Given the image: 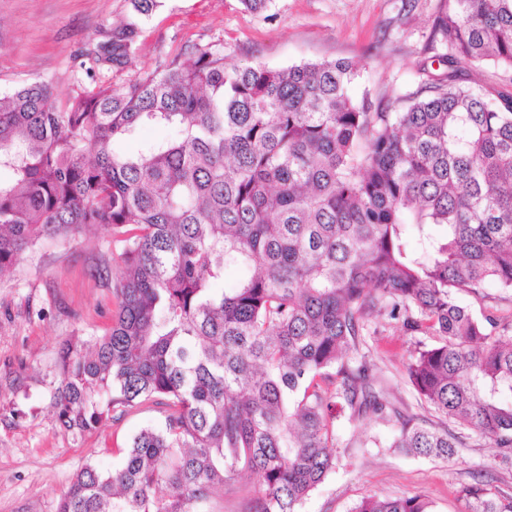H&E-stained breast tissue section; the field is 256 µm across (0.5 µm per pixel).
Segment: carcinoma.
<instances>
[{
  "instance_id": "cac0c4a2",
  "label": "carcinoma",
  "mask_w": 512,
  "mask_h": 512,
  "mask_svg": "<svg viewBox=\"0 0 512 512\" xmlns=\"http://www.w3.org/2000/svg\"><path fill=\"white\" fill-rule=\"evenodd\" d=\"M140 33L112 26L79 68L123 71ZM433 38L447 71L375 108L351 62L239 66L216 45L121 87L0 93V273L88 226L119 245L112 327L58 351L60 429L167 406L121 469L79 471L58 512H224L216 497L245 474L248 512H300L336 469V418L385 412L366 364L349 365L385 312L439 337L406 367L419 399L512 460V334L460 302L512 292V92L460 83L486 63L512 82V0H442ZM144 125L177 138L116 152ZM461 445L410 419L389 443L442 460ZM463 495L467 512H512L479 485Z\"/></svg>"
}]
</instances>
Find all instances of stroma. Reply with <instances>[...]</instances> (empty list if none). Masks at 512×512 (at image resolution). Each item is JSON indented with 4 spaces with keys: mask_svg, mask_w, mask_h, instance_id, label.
<instances>
[{
    "mask_svg": "<svg viewBox=\"0 0 512 512\" xmlns=\"http://www.w3.org/2000/svg\"><path fill=\"white\" fill-rule=\"evenodd\" d=\"M440 0H271L253 13L240 0H159L141 22L136 54L119 86L169 63L184 45L224 44L229 64L259 61L272 68L344 59L360 70L357 90L388 101L415 90L424 72H443L446 43L430 38ZM132 13L130 0H0V93L46 83L59 96L94 82L77 63L105 32ZM112 230L97 226L39 245L0 277V512H57L72 478L85 465L119 468L133 434L161 422L165 405L147 402L80 437L62 431L52 395L64 342L103 335L111 326L116 272ZM434 337L406 330L382 315L363 332L360 354L383 398L385 415L336 422V471L301 512H352L370 497L419 496L431 512H466L464 487L482 472L490 491L512 499V463L471 431L454 460L405 456L386 448L399 418L435 424L406 376L418 343Z\"/></svg>",
    "mask_w": 512,
    "mask_h": 512,
    "instance_id": "obj_1",
    "label": "stroma"
}]
</instances>
